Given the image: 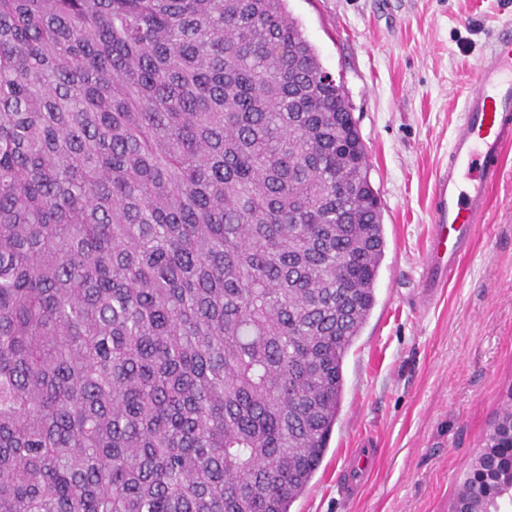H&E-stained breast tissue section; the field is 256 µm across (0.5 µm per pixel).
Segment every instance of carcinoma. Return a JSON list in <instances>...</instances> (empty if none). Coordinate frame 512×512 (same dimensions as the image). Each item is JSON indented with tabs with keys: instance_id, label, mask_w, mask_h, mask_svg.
Wrapping results in <instances>:
<instances>
[{
	"instance_id": "carcinoma-1",
	"label": "carcinoma",
	"mask_w": 512,
	"mask_h": 512,
	"mask_svg": "<svg viewBox=\"0 0 512 512\" xmlns=\"http://www.w3.org/2000/svg\"><path fill=\"white\" fill-rule=\"evenodd\" d=\"M288 0H0V512H291L380 196ZM448 510L494 508L512 387Z\"/></svg>"
}]
</instances>
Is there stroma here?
Listing matches in <instances>:
<instances>
[{
  "label": "stroma",
  "mask_w": 512,
  "mask_h": 512,
  "mask_svg": "<svg viewBox=\"0 0 512 512\" xmlns=\"http://www.w3.org/2000/svg\"><path fill=\"white\" fill-rule=\"evenodd\" d=\"M288 9L344 79L387 242L328 448L292 512H448L512 384V146L470 251L430 302L432 186L512 0H288Z\"/></svg>",
  "instance_id": "35a3bbf8"
}]
</instances>
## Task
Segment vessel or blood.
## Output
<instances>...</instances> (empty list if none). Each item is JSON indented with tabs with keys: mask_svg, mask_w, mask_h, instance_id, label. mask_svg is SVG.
I'll list each match as a JSON object with an SVG mask.
<instances>
[{
	"mask_svg": "<svg viewBox=\"0 0 512 512\" xmlns=\"http://www.w3.org/2000/svg\"><path fill=\"white\" fill-rule=\"evenodd\" d=\"M448 169L433 187V238L425 259L428 285L443 287L453 276L463 246L484 214L489 191L512 144V24L496 34L488 58L476 70V86L463 103Z\"/></svg>",
	"mask_w": 512,
	"mask_h": 512,
	"instance_id": "1",
	"label": "vessel or blood"
}]
</instances>
